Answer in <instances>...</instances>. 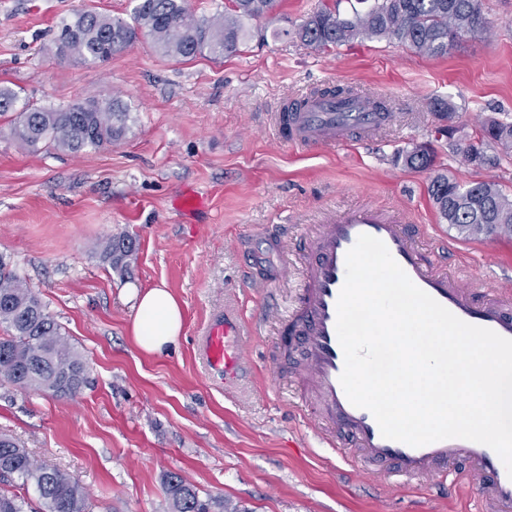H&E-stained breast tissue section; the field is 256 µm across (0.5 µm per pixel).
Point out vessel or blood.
I'll list each match as a JSON object with an SVG mask.
<instances>
[{
  "label": "vessel or blood",
  "instance_id": "1",
  "mask_svg": "<svg viewBox=\"0 0 512 512\" xmlns=\"http://www.w3.org/2000/svg\"><path fill=\"white\" fill-rule=\"evenodd\" d=\"M391 120L390 113L375 111L366 98L341 102L310 96L301 111L276 113L273 127L291 146L317 148L369 133ZM363 234L382 240L410 280L456 317L512 339V280L502 279L498 287L485 291L444 271L452 246L429 245L427 225L407 224L370 206L330 216L303 241L301 288L283 322L295 378L304 393L297 411L314 416L315 437L336 448L350 471L380 477L390 485L414 483L448 491L473 481L483 502L512 512V477L493 449L459 438L420 447L385 438L373 415L347 398L340 383L344 353L336 331L337 300L346 276V254ZM243 336L237 317H210L199 350L213 376L230 383L242 374Z\"/></svg>",
  "mask_w": 512,
  "mask_h": 512
}]
</instances>
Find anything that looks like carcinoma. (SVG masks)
<instances>
[{"instance_id":"1","label":"carcinoma","mask_w":512,"mask_h":512,"mask_svg":"<svg viewBox=\"0 0 512 512\" xmlns=\"http://www.w3.org/2000/svg\"><path fill=\"white\" fill-rule=\"evenodd\" d=\"M341 0L321 3L297 25L303 44L327 50L356 41L386 39L429 56H445L468 35L488 31L481 0H356L340 13ZM276 0H224V11L212 16L188 10L185 0H134L130 20L81 11L57 24L52 41L58 58L86 65L109 61L132 49L144 35L155 48L174 58L191 60L204 53L221 60L239 51L248 22L270 14ZM19 93L0 86V114L16 111ZM130 106L118 97L88 98L59 107L26 108L10 133L21 146L80 153L121 140L129 130ZM462 161L476 169L496 168L512 157V121L490 119L463 143L450 144ZM407 165L431 169L435 156L424 145L404 154ZM428 194L442 219L458 234L512 236V193L494 181L464 185L436 172ZM130 236H120L99 252L100 262L125 273L135 260ZM0 378L24 389L73 398L88 382L81 354L46 311L39 294L0 257ZM29 484L38 492L43 512H86L87 496L64 471L38 466L16 440L0 435V481ZM166 492L174 512H224V498L199 492L176 473L167 477ZM25 498L0 491V512H25Z\"/></svg>"}]
</instances>
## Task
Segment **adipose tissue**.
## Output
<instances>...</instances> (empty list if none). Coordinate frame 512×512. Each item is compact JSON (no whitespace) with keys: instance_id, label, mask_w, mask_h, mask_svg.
<instances>
[{"instance_id":"1","label":"adipose tissue","mask_w":512,"mask_h":512,"mask_svg":"<svg viewBox=\"0 0 512 512\" xmlns=\"http://www.w3.org/2000/svg\"><path fill=\"white\" fill-rule=\"evenodd\" d=\"M127 299L133 310L132 333L142 351L160 354L176 344L183 330V309L168 288L131 287Z\"/></svg>"}]
</instances>
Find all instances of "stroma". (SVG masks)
Returning <instances> with one entry per match:
<instances>
[{
    "mask_svg": "<svg viewBox=\"0 0 512 512\" xmlns=\"http://www.w3.org/2000/svg\"><path fill=\"white\" fill-rule=\"evenodd\" d=\"M318 4L278 0L221 60H177L144 38L87 66L52 55L58 19L94 9L126 20L132 0H0V85L36 107L91 96L131 107L124 139L79 154L27 150L0 116V255L39 293L88 377L71 399L0 380V433L77 479L88 512H172L171 472L243 512H479L467 486L445 494L346 472L294 413L300 389L290 367L275 365L276 338L300 275L280 277L267 233L279 231L290 258L324 216L372 204L452 242L454 271L480 288L512 276V238L450 229L427 193L431 171L401 157L425 143L460 182L512 188V163L477 170L449 146L486 117L512 116V0H482L491 36L465 37L443 57L387 40L314 50L293 31ZM333 85L387 99L391 124L308 150L276 138L271 113ZM437 99L456 107L449 141L434 133ZM189 192L204 202L184 222L175 206ZM123 234L137 245L125 276L98 258ZM489 247L502 256L492 270L480 264ZM159 284L181 303L184 327L176 345L151 355L136 345L121 296ZM217 312L245 331L247 369L229 385L209 376L196 346Z\"/></svg>",
    "mask_w": 512,
    "mask_h": 512,
    "instance_id": "1",
    "label": "stroma"
}]
</instances>
